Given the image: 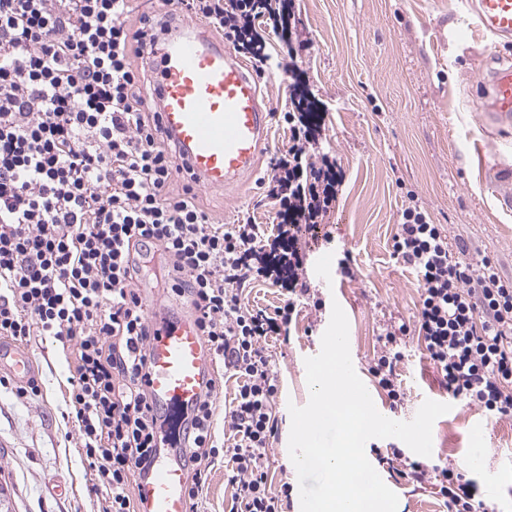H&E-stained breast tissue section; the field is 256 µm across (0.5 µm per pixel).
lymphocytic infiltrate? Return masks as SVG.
<instances>
[{
    "label": "lymphocytic infiltrate",
    "mask_w": 512,
    "mask_h": 512,
    "mask_svg": "<svg viewBox=\"0 0 512 512\" xmlns=\"http://www.w3.org/2000/svg\"><path fill=\"white\" fill-rule=\"evenodd\" d=\"M269 59L256 19L288 28L273 0H162ZM155 18L131 0H0V337L70 343L76 367L69 403L97 479L102 512H137L136 486L164 441L148 398L149 319L138 285L157 277L186 298L215 360L240 380L220 446L214 397L184 415L179 441L187 496L197 502L218 455L229 457L232 512H285L264 450L278 430L275 377L265 354L309 296L305 261L284 248L298 225H317L342 175L316 156L306 94L286 113L292 144L262 179L277 207L270 236L258 225L223 226L201 208L196 185L161 131L145 91ZM393 255L420 288L414 326L390 325L373 372L391 403L404 392L397 367L409 328L453 398L512 417V281L487 258L467 259L414 193H407ZM287 289L274 313L245 305V284ZM448 512H494L477 487L441 469Z\"/></svg>",
    "instance_id": "f902f5d3"
}]
</instances>
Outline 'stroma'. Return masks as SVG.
Listing matches in <instances>:
<instances>
[{
    "label": "stroma",
    "mask_w": 512,
    "mask_h": 512,
    "mask_svg": "<svg viewBox=\"0 0 512 512\" xmlns=\"http://www.w3.org/2000/svg\"><path fill=\"white\" fill-rule=\"evenodd\" d=\"M475 0H292V42L269 35L268 68L257 72L259 99L268 115L266 153L256 174L222 191L200 189L199 202L226 225L252 222L271 232L274 206L258 183L272 157L290 146L283 119L291 84L300 80L319 106L316 154L335 157L343 180L315 230H302L297 246L308 262L323 252L349 258L350 276L335 285L311 281L320 307L302 308L287 338L270 340L278 392V432L265 450L268 479L288 487L287 512H300L297 472L289 467L291 418L286 404L306 405L305 358L321 349L333 304L349 322L357 374L384 416L411 420L424 400L450 404L433 425L426 462L463 470L493 500L512 512V418L499 419L451 398L417 337H410L399 367L405 391L391 408L370 372L387 325L413 324L420 288L414 270L393 256L406 192H414L452 246L468 257H488L512 279V210L501 207L494 183L512 179V127L487 122L478 108L480 79L496 59L512 62V42L482 31ZM35 360L38 395L20 398L14 384L0 386V485L15 512H99L70 409V346L42 336L27 343ZM366 455L398 498L397 512H446L431 484L399 477L412 452L396 438L367 442Z\"/></svg>",
    "instance_id": "35a3bbf8"
}]
</instances>
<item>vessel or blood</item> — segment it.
<instances>
[{
	"label": "vessel or blood",
	"instance_id": "b4317fda",
	"mask_svg": "<svg viewBox=\"0 0 512 512\" xmlns=\"http://www.w3.org/2000/svg\"><path fill=\"white\" fill-rule=\"evenodd\" d=\"M477 24L512 39V0H477ZM154 101L160 128L199 185L221 190L255 173L268 142L257 84L249 65L200 28L164 20L154 46ZM482 111L512 124V64L495 68L480 86ZM149 397L155 408L192 410L212 377V355L191 313L152 324ZM29 379L34 359L25 346L0 342V369ZM186 471L178 454L160 449L138 488L140 512H188Z\"/></svg>",
	"mask_w": 512,
	"mask_h": 512
}]
</instances>
